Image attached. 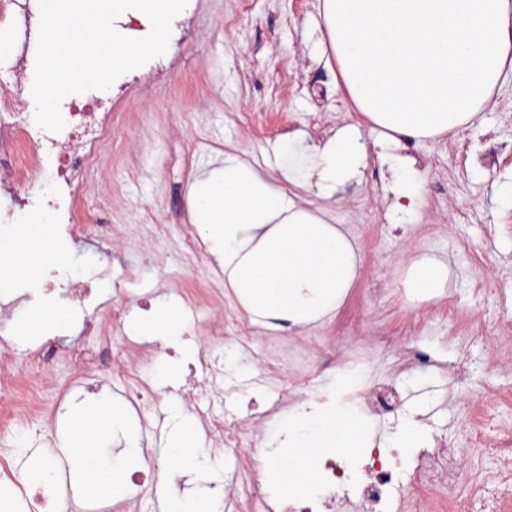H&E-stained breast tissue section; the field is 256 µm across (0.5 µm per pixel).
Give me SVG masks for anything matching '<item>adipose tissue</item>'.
I'll use <instances>...</instances> for the list:
<instances>
[{"label": "adipose tissue", "mask_w": 512, "mask_h": 512, "mask_svg": "<svg viewBox=\"0 0 512 512\" xmlns=\"http://www.w3.org/2000/svg\"><path fill=\"white\" fill-rule=\"evenodd\" d=\"M330 46L356 109L376 132L432 139L466 127L512 70V0H318ZM275 166L293 191L276 188L250 163L225 154L221 165L198 174L189 186L193 223L202 225L212 255L251 319L304 328L336 312L358 271L355 245L341 226L303 207L301 192L329 199L352 182L365 164L361 133L348 125L312 157L293 138L273 146ZM446 259L419 256L403 286L417 300L438 297L447 286ZM147 336L179 346L180 358L157 366L165 386L182 376L195 354L184 338L178 310L155 309L142 324ZM359 384L356 372L333 376L325 402L297 405L267 435L269 488L277 493L314 494L308 470L327 455H353L372 447L378 425L348 402ZM166 445L175 464L208 474L195 425L171 403ZM64 455L72 480L87 493L122 488L127 470L141 462L140 436L120 402L106 409L79 403ZM123 443L113 451V440ZM120 462L105 468L111 453Z\"/></svg>", "instance_id": "adipose-tissue-1"}]
</instances>
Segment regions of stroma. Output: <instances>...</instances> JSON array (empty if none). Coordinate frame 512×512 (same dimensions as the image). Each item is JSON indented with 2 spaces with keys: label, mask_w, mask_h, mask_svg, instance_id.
<instances>
[{
  "label": "stroma",
  "mask_w": 512,
  "mask_h": 512,
  "mask_svg": "<svg viewBox=\"0 0 512 512\" xmlns=\"http://www.w3.org/2000/svg\"><path fill=\"white\" fill-rule=\"evenodd\" d=\"M157 62L156 71L143 66L124 73V88L112 92L121 151L104 159L95 179L80 189L77 206L98 230L66 242L75 279H59L48 291L0 294V331L6 333L21 315L34 325L54 313L75 317L65 334L40 333L10 346L13 377L44 373L42 400L51 412L19 423L24 449L0 440V489L36 488L28 476L32 461H64L62 440L74 401L125 402L128 345L157 349L160 362L179 357L178 346L141 330L142 318L159 304L179 311L186 338L200 351L211 347L212 328L231 333L245 319L232 291L213 287L210 259H171L191 222L193 176L232 153L284 189L287 181L271 168L273 145L299 135L308 152L347 125L361 132L365 167L334 198L310 194L306 200L353 239L358 277L337 312L303 332L265 329L223 345L226 403L243 427L233 453L199 431L200 446L221 472L208 487L219 500L243 490L264 458L268 427L321 388L313 369L326 356L340 367L367 360L356 404H363L365 389L396 388L397 410L376 418L382 434L395 432L411 406L435 393L421 416L430 438L412 463L450 448L456 465L467 468L470 412L482 408L490 391L512 389V350L496 344L500 330L512 328V209L497 205L491 192L493 183L512 175V78L495 88L481 120L447 136L412 141L406 154L419 168L424 205L404 216L394 208L392 172L380 158V141L343 84L317 0H189ZM492 145L498 152L485 159ZM148 224L167 225L169 236L147 237ZM426 253L447 259L451 273L441 296L420 302L408 297L403 280ZM76 279L93 285L89 300L75 298ZM104 280L112 283L110 293L99 287ZM130 300L136 308L129 319L106 323L108 344L85 334L87 322L103 321ZM77 350L90 358L91 370L78 372ZM39 353L44 359L38 363ZM141 378L151 395L127 412L141 433L138 470L146 481L126 482L122 494L107 496L111 512H163L168 496L197 485L190 467L170 466L166 440L155 435L157 417L171 403L195 417L181 395L183 382L157 385L148 365Z\"/></svg>",
  "instance_id": "obj_1"
}]
</instances>
